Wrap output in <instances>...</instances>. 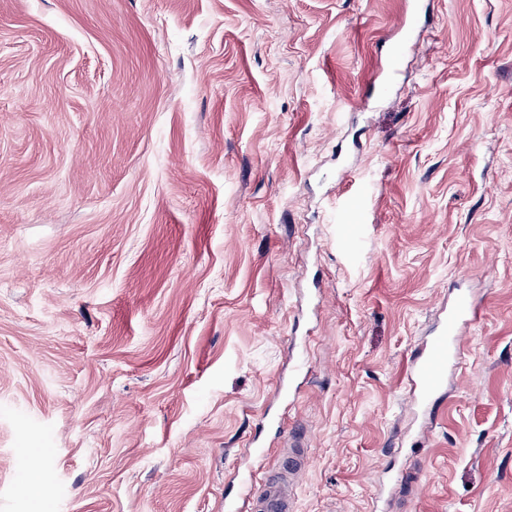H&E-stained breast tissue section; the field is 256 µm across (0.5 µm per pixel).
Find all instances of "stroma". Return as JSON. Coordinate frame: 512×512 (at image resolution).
<instances>
[{"mask_svg":"<svg viewBox=\"0 0 512 512\" xmlns=\"http://www.w3.org/2000/svg\"><path fill=\"white\" fill-rule=\"evenodd\" d=\"M428 3L0 0V512H224L297 434L291 512H512V0ZM481 317V303L470 293H457L443 307L433 334L415 353L409 374L410 398L414 406L427 408L442 392L448 371L463 354L461 335ZM43 461L41 458H35L29 464L26 479L24 483L25 493L33 499H39L42 496L44 486L41 479Z\"/></svg>","mask_w":512,"mask_h":512,"instance_id":"1","label":"stroma"}]
</instances>
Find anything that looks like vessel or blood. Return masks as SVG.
Returning a JSON list of instances; mask_svg holds the SVG:
<instances>
[{
  "mask_svg": "<svg viewBox=\"0 0 512 512\" xmlns=\"http://www.w3.org/2000/svg\"><path fill=\"white\" fill-rule=\"evenodd\" d=\"M481 317V303L469 293H457L442 316L433 334L415 353L409 374L410 398L414 406L428 407L442 392L448 371L459 363L463 354L461 335L464 329ZM307 462L303 455H296L288 463L282 481L264 484L262 490L246 485L245 496L257 507L258 512H288L290 491L304 474Z\"/></svg>",
  "mask_w": 512,
  "mask_h": 512,
  "instance_id": "b4317fda",
  "label": "vessel or blood"
}]
</instances>
